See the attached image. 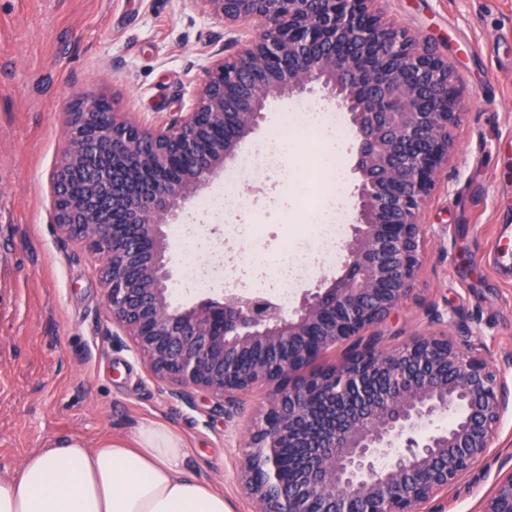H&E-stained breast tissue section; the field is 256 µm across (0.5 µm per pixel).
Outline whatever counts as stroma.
Returning <instances> with one entry per match:
<instances>
[{
  "label": "stroma",
  "mask_w": 512,
  "mask_h": 512,
  "mask_svg": "<svg viewBox=\"0 0 512 512\" xmlns=\"http://www.w3.org/2000/svg\"><path fill=\"white\" fill-rule=\"evenodd\" d=\"M388 20L446 55L470 93L456 149L424 210L425 257L413 291L381 329L400 344L430 330V312L475 327L474 342L512 378V273L496 260L498 224L512 220V0H382ZM220 24L193 0H0V480L48 443L81 438L98 447L155 421L191 450L190 472L224 493L229 512H252L235 462L266 388L223 412L206 393L169 396L112 321L84 247L51 222L50 174L65 147L69 103L113 98L146 124L190 111L208 42ZM246 206L260 220L257 246L276 257L290 201L284 168L234 165ZM512 469V412L488 457L434 500L432 512H479Z\"/></svg>",
  "instance_id": "obj_1"
}]
</instances>
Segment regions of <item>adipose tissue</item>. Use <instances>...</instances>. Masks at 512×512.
I'll list each match as a JSON object with an SVG mask.
<instances>
[{
  "mask_svg": "<svg viewBox=\"0 0 512 512\" xmlns=\"http://www.w3.org/2000/svg\"><path fill=\"white\" fill-rule=\"evenodd\" d=\"M188 457L158 422L96 448L63 438L0 480V512H226L223 493L188 472Z\"/></svg>",
  "mask_w": 512,
  "mask_h": 512,
  "instance_id": "adipose-tissue-1",
  "label": "adipose tissue"
}]
</instances>
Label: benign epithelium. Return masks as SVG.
<instances>
[{
	"label": "benign epithelium",
	"mask_w": 512,
	"mask_h": 512,
	"mask_svg": "<svg viewBox=\"0 0 512 512\" xmlns=\"http://www.w3.org/2000/svg\"><path fill=\"white\" fill-rule=\"evenodd\" d=\"M195 2L224 27L256 30L233 54L215 33L191 111L152 127L103 111L104 95L71 103L51 176L60 239L97 257L112 337L131 339L171 397L189 404L202 391L222 409L271 388L238 468L254 512H426L486 457L512 409V384L469 326L379 344L421 266L424 206L455 149L466 89L378 0ZM285 97L336 104L357 134L340 272L289 313L248 288L173 304L166 226ZM341 345L338 365L307 372ZM481 512H512V470Z\"/></svg>",
	"instance_id": "obj_1"
}]
</instances>
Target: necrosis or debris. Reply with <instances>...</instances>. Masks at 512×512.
<instances>
[{
	"instance_id": "necrosis-or-debris-1",
	"label": "necrosis or debris",
	"mask_w": 512,
	"mask_h": 512,
	"mask_svg": "<svg viewBox=\"0 0 512 512\" xmlns=\"http://www.w3.org/2000/svg\"><path fill=\"white\" fill-rule=\"evenodd\" d=\"M329 132L334 133L336 142H343L340 116H331L328 127L321 128L308 122L305 113H286L280 124L254 147L249 159L254 168H263L270 160L276 159L274 144L284 137L311 148L305 175L295 187L296 208L306 211L311 218L305 233L311 245L310 253L301 255L297 247L289 244L273 264L255 249L225 263L226 270L247 275L252 288L273 292L284 306L288 305L300 280L337 261L345 248L344 228L350 220L344 198L345 186L342 180L329 176L322 155V144ZM179 247L186 259L181 287L197 291L207 289L208 274L196 264L201 244L192 227L185 225L180 228Z\"/></svg>"
}]
</instances>
